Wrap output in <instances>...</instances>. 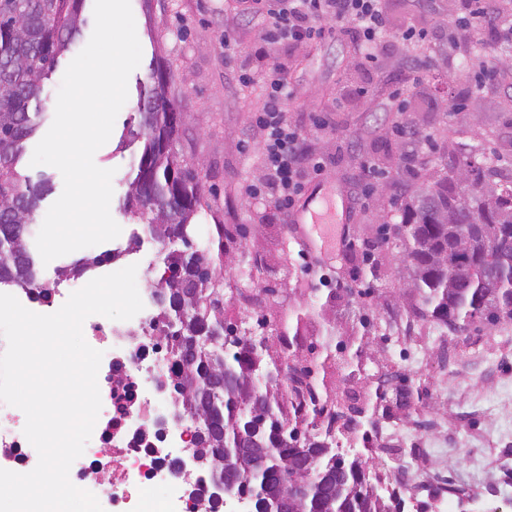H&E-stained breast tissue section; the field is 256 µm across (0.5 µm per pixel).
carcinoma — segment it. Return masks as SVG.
Here are the masks:
<instances>
[{
    "mask_svg": "<svg viewBox=\"0 0 512 512\" xmlns=\"http://www.w3.org/2000/svg\"><path fill=\"white\" fill-rule=\"evenodd\" d=\"M82 5L83 0H0V284L40 288L45 294L54 285L38 281L27 238L14 232L17 224L31 225L44 186L21 175L18 165L38 116L29 104L39 100L43 81L80 34ZM176 109L160 68H150L139 94L138 127L128 131V141L141 140L143 147L124 208L148 224L153 239L168 245L165 268L171 276L163 288L160 322L174 324L172 335L164 337L171 354L182 356L183 344L190 341L211 340L188 366L193 377L188 370L169 377V384L181 388L178 403L187 417L208 430L197 453L198 468L210 474L238 466L237 443L253 422L245 407L250 380L288 367L290 358L285 341L272 345L267 357L256 356L245 333L241 343L224 345V292L213 255L189 243L187 227L202 207L201 185L197 170L179 162L173 151L178 128L167 124L166 116ZM491 177V168L464 156L448 174L422 182L400 204V261L415 301L412 312L459 336L469 335L477 323L512 320V191L490 183ZM472 224L484 225L487 239L474 237ZM203 278L209 287L199 289L193 303L184 299V286ZM218 370L238 377L237 382L210 387L209 378ZM307 387L308 393L286 383L262 391L266 417L257 438L268 452L244 470L241 490L257 498L260 512H268L280 495V471L302 455L311 469L304 512H390L392 505L371 483L367 463L357 457L338 460L332 425L340 422L345 431L355 432V424L341 416L348 391L332 389L321 401L314 382ZM290 409L294 423H318L324 436L288 446L277 430Z\"/></svg>",
    "mask_w": 512,
    "mask_h": 512,
    "instance_id": "cac0c4a2",
    "label": "carcinoma"
}]
</instances>
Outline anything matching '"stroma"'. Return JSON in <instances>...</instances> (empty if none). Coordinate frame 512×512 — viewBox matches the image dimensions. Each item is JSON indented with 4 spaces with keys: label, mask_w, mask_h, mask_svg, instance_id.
<instances>
[{
    "label": "stroma",
    "mask_w": 512,
    "mask_h": 512,
    "mask_svg": "<svg viewBox=\"0 0 512 512\" xmlns=\"http://www.w3.org/2000/svg\"><path fill=\"white\" fill-rule=\"evenodd\" d=\"M390 23H418L447 31L457 14V0H437L432 14H422L418 0H385ZM94 0H84L86 23L71 48L60 56L55 72L43 83L39 127L25 143L20 171L31 180L48 179L49 192L36 213L43 223L50 206L63 191L61 173L48 165L31 166L35 146L52 124L57 92L74 57L93 32ZM142 59L128 80V99L120 110L109 141L95 154L97 166L114 170L110 212L120 224H132L122 202L128 177L140 156L139 144L121 147L124 129L138 122L139 83L145 82L151 61L167 66L169 91L181 102L184 118L173 149L198 172L204 207L196 218L197 242H223L224 254L214 261L224 289V316L234 323L254 324L257 318L286 332L299 363H316L323 350L343 356L363 348L359 361L342 374H328L327 385L344 379L361 391H381L378 411L366 435L337 431L336 444L366 460L371 473L389 478L399 457L383 452L386 435L400 429L414 455L431 469L458 482L479 475L489 466L508 478L499 489L479 497V512H512V356L487 361L483 355L512 343V322L478 325L467 336L422 321L416 336L389 334L390 318L409 310L396 242L381 245L387 226L400 220L398 206L414 190L418 176L445 175L455 156L476 149L498 172L512 173V71L499 76L494 89H479L480 65H497L512 58V41L499 40L486 54L470 33L461 34L457 50L441 40L426 50L420 83H413L411 49L390 50L378 69L364 67L352 39L325 37L285 47L279 57L290 85L298 91L292 121L310 115L327 117L329 130L308 128L309 140L329 162L321 183L337 196L358 190L367 193L365 205L344 213L351 235L375 243L374 261L361 255H342L331 262L337 276L351 279V290L321 281V269H308L303 248L286 234L289 218L273 199L244 203L247 186L264 172L258 145L242 150L250 135V120L262 103L264 79L253 71L241 82L240 69L254 60L266 24L265 10L248 9L245 0H131ZM235 44V57L224 53V38ZM407 89L406 111L387 112L383 105L392 91ZM463 97L465 111L448 113V101ZM410 125L426 137L415 164L418 176L403 168L406 151L394 134L396 125ZM374 159L375 177H367L361 158ZM117 265L138 261L143 274L140 292H149L163 269L164 255L147 235L129 234L74 251L41 266L47 282L82 287L99 275L91 268L85 277H62L65 266L103 251Z\"/></svg>",
    "instance_id": "1"
}]
</instances>
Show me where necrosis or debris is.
<instances>
[{
	"mask_svg": "<svg viewBox=\"0 0 512 512\" xmlns=\"http://www.w3.org/2000/svg\"><path fill=\"white\" fill-rule=\"evenodd\" d=\"M83 329L87 343L103 353L98 372L102 407L74 485L95 494L104 512H140L150 486L161 490L154 512H184L190 492L199 512H222L224 502L213 498L212 487L172 466L176 452L196 446L195 424L176 418L174 401L163 390L175 358L156 356L148 336L101 315L88 317ZM13 417V406L0 402V468L23 473L30 443Z\"/></svg>",
	"mask_w": 512,
	"mask_h": 512,
	"instance_id": "1",
	"label": "necrosis or debris"
}]
</instances>
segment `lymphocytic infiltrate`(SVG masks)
<instances>
[{"mask_svg":"<svg viewBox=\"0 0 512 512\" xmlns=\"http://www.w3.org/2000/svg\"><path fill=\"white\" fill-rule=\"evenodd\" d=\"M268 9L262 43L266 62L265 93L256 111L253 127L261 134L264 176L250 186V198L271 197L283 209H291L301 198L309 175L321 174L322 155L308 144L301 126L288 120L287 103L296 96L284 78V67L276 52L311 39L338 32L352 37L364 61L376 62L388 44H419L431 37L426 28H394L388 23L383 0H277ZM461 10L449 21L450 28L503 30L502 16L493 0H460Z\"/></svg>","mask_w":512,"mask_h":512,"instance_id":"lymphocytic-infiltrate-1","label":"lymphocytic infiltrate"}]
</instances>
